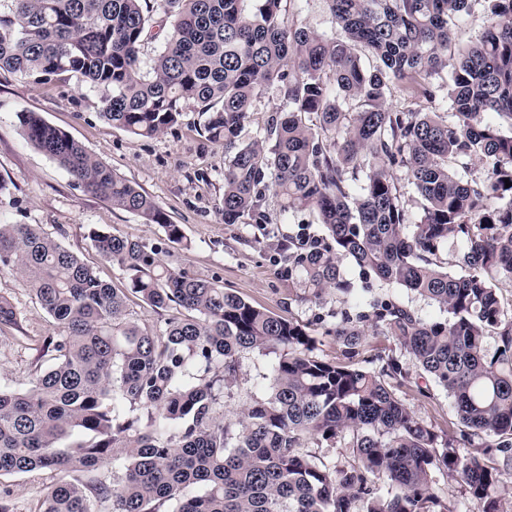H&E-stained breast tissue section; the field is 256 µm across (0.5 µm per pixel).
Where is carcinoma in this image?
I'll list each match as a JSON object with an SVG mask.
<instances>
[{
	"label": "carcinoma",
	"instance_id": "cac0c4a2",
	"mask_svg": "<svg viewBox=\"0 0 512 512\" xmlns=\"http://www.w3.org/2000/svg\"><path fill=\"white\" fill-rule=\"evenodd\" d=\"M6 2L0 69L37 82L76 77L102 93V116L135 136H159L187 110L208 115L206 139L224 143V223H267L270 189L281 213L311 210L328 237L302 228L288 237V276L357 312L333 329L343 361H325L308 326L167 266L154 244L90 232L125 274L117 289L39 225L0 221V269L57 329L42 338L50 363L29 386L0 387V475L63 472L38 512H102L108 502L112 512H453L435 487L443 470L482 512H504L491 488L499 462H512V313L502 293L512 288V0H483L487 29L451 64L453 29L474 0H326L323 32L296 22L303 0H257L253 12L245 0ZM155 10L170 28L145 70ZM436 80L448 93L432 112L388 103L396 89L433 103ZM272 88L282 105L263 137L241 142ZM18 119L86 192L184 243L152 197L67 133L35 112ZM345 259L444 317L364 301ZM129 293L174 314L158 331L142 326ZM368 322L447 392L462 437L492 443L461 455L420 420L398 396L410 379L399 357L377 372L358 366ZM18 333L21 314L0 295V334ZM244 351L274 355L265 396L226 422L224 387ZM346 431L352 461L304 450Z\"/></svg>",
	"mask_w": 512,
	"mask_h": 512
}]
</instances>
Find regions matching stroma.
Segmentation results:
<instances>
[{
  "label": "stroma",
  "mask_w": 512,
  "mask_h": 512,
  "mask_svg": "<svg viewBox=\"0 0 512 512\" xmlns=\"http://www.w3.org/2000/svg\"><path fill=\"white\" fill-rule=\"evenodd\" d=\"M101 110L99 93L77 79L59 77L37 84L0 69V180L9 187L8 193L0 196V220L41 225L116 288L125 287V275L95 251L89 240L91 230L164 243L163 259L169 266L218 280L252 304L307 325L316 340L315 355L340 361L341 347L327 330L341 319L347 303L330 291L311 298L301 280L286 274V244L299 225H308L316 238L326 236L314 214L293 210L283 215L270 200L266 203L268 223H225L224 146L205 140L200 113H184L164 134L146 138L113 127ZM21 112L38 113L154 198L169 220L181 226L186 245L165 243L158 226L145 224L137 214L86 192L55 160L27 141L17 119ZM342 269L376 299L398 302L425 319L441 315L437 305L407 288L380 281L351 260H344ZM0 294L10 297L21 313L25 333L20 341L0 340V387L23 389L36 368L48 363L40 353V339L51 335L53 327L33 293L16 276L0 271ZM392 354L411 375L410 383L399 391L407 407L438 434L455 440L459 453L486 444L483 435L461 439L458 419L444 389L422 374L393 336L382 327L369 326L360 366L380 370L384 358ZM270 365L268 356L240 353L236 375L224 391L227 420H235L244 407L263 397ZM59 478L58 472L49 470L0 476V492L7 494L14 512H36L39 501Z\"/></svg>",
  "instance_id": "obj_1"
}]
</instances>
